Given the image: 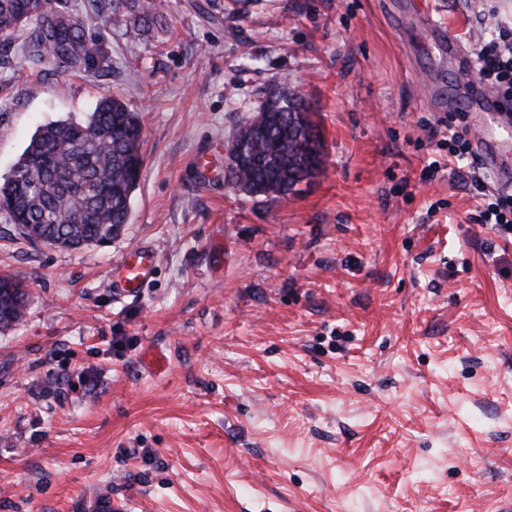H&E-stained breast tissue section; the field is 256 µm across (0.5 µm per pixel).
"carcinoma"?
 Segmentation results:
<instances>
[{
  "label": "carcinoma",
  "instance_id": "obj_1",
  "mask_svg": "<svg viewBox=\"0 0 512 512\" xmlns=\"http://www.w3.org/2000/svg\"><path fill=\"white\" fill-rule=\"evenodd\" d=\"M113 23L137 36L164 17L163 0H114ZM23 40L35 66L86 73L108 64L102 46L90 39L85 22L63 0L39 10L33 0H0V50ZM137 113L115 97L101 99L84 121L48 122L38 128L12 174L0 182V214L30 241L77 249L101 244L129 222L131 194L143 164ZM288 119L270 123L263 134L250 122L237 128L227 152L245 144L252 161L238 168V191L256 198L299 192L301 170L288 167L298 155H323L322 142L294 139ZM0 328L25 320L28 294L9 276L0 277Z\"/></svg>",
  "mask_w": 512,
  "mask_h": 512
}]
</instances>
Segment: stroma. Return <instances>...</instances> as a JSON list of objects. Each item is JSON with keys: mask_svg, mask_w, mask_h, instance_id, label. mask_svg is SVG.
Listing matches in <instances>:
<instances>
[{"mask_svg": "<svg viewBox=\"0 0 512 512\" xmlns=\"http://www.w3.org/2000/svg\"><path fill=\"white\" fill-rule=\"evenodd\" d=\"M87 3L110 68L0 56V181L39 125L112 95L144 164L111 241L36 245L0 217L29 301L0 328V512H507L512 236L474 222L427 128L470 111L512 0H166L135 38ZM274 85L310 103L323 165L251 198L224 147ZM139 245L154 277L116 296Z\"/></svg>", "mask_w": 512, "mask_h": 512, "instance_id": "1", "label": "stroma"}]
</instances>
